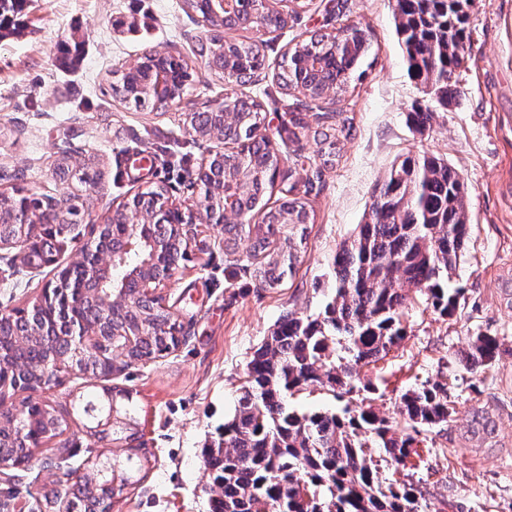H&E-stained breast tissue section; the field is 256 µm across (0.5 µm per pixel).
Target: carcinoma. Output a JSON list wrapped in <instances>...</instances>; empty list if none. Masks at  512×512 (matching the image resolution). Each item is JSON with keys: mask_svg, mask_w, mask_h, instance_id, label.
Listing matches in <instances>:
<instances>
[{"mask_svg": "<svg viewBox=\"0 0 512 512\" xmlns=\"http://www.w3.org/2000/svg\"><path fill=\"white\" fill-rule=\"evenodd\" d=\"M24 0H0V39L16 32L9 15ZM395 21L411 76L434 88L440 102L455 95L451 75L461 67L467 39L463 0H396ZM368 31L356 25L335 35L312 36L282 56L278 83L284 91L303 86L305 97L337 98L366 74L371 54ZM225 61L250 70L265 68V55L240 41L224 51ZM123 102L135 110H154L149 94L131 95ZM434 112L427 107L411 113L416 130L431 126ZM259 111L246 109L234 117L224 141L264 150L259 165L249 160L225 168V179L243 180L240 201L254 224H229L224 247L252 240L250 275L262 288H277L293 273L296 246L288 225L312 223L314 215L304 198L289 187L275 207L267 206L277 176L275 153L268 139L257 135ZM352 129L348 117L316 132L328 150L323 164L339 157L334 146ZM467 186L444 160L427 155L407 156L391 168L377 188L365 222L343 242L333 258L335 294L317 316H284L271 336L254 352L247 366L238 405L217 447L205 454V466L220 488L210 500V512H428L413 485L386 483L367 459V439L384 453L394 468L405 465L417 443V426H445L455 408L448 401V384L426 381L404 393L392 416L370 408L343 414H303L290 408L288 397L313 383L341 394L355 391L354 372L384 357L405 337L401 316L408 288L425 297L441 316L454 315L462 289L448 290V276L464 250L469 234L465 210ZM51 196H11L4 200L7 223H32ZM172 313L153 308L147 313L154 335L131 352L133 362L170 350ZM501 343L495 336L472 337L462 362L477 371L494 362ZM409 432L398 434V420ZM65 427L64 419L48 409H27L5 427L4 444L21 438L35 449L42 439ZM111 480L90 465L84 476L87 493L95 498Z\"/></svg>", "mask_w": 512, "mask_h": 512, "instance_id": "carcinoma-1", "label": "carcinoma"}]
</instances>
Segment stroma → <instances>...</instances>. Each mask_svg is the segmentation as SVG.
Segmentation results:
<instances>
[{
	"label": "stroma",
	"mask_w": 512,
	"mask_h": 512,
	"mask_svg": "<svg viewBox=\"0 0 512 512\" xmlns=\"http://www.w3.org/2000/svg\"><path fill=\"white\" fill-rule=\"evenodd\" d=\"M182 0H25L16 35L0 39V192L20 186L36 196L69 193L85 201L86 220H101L145 183L165 186L173 201L190 199V178L220 143L190 133L186 115L228 92L221 75L197 63L182 109L134 112L112 96L114 72L145 47L191 55L205 37ZM288 24L263 44L268 66L238 95L262 105L264 128L276 135L300 114L297 142L281 147L280 188L306 192L314 211L298 248L295 271L280 287L260 288L244 267L250 250L241 239L227 252L218 231L202 225L203 248H190L158 294L187 329L185 340L162 357L135 364L117 360L110 380L129 391L137 407L132 447L99 439L74 417L61 435L69 456L46 468L38 459L15 475L25 512H57L90 461L128 456L133 476L112 497V512H210L217 490L204 468L224 422L232 418L247 363L282 316L317 315L332 298L333 256L363 223L371 196L392 164L408 155L447 159L464 179L470 230L452 273L461 288L453 317L412 296L402 320L406 336L385 357L360 368L367 396L336 397L325 386L296 392L303 412H341L367 400L392 414L407 390L425 381L447 382L455 414L440 432L419 437L404 469L381 468V479L413 483L432 512H512V0H469L472 31L449 105L416 84L395 29L396 0H286ZM346 25L370 29L374 60L363 80L339 99L311 101L284 94L276 73L283 54L316 32ZM431 107L425 131L412 112ZM346 113L353 130L339 142V158L325 165L314 133L321 114ZM95 162L100 187L59 180L63 162ZM27 267L19 250H0V311L29 309L56 281L57 267L74 256ZM502 343L497 360L477 373L460 361L471 336ZM103 380L64 374L45 386L47 407L71 406L101 390Z\"/></svg>",
	"instance_id": "35a3bbf8"
}]
</instances>
